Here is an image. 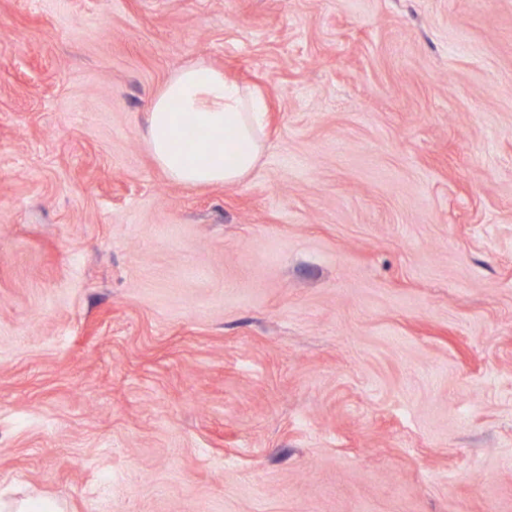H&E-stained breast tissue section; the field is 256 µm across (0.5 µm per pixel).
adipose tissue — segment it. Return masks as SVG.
Here are the masks:
<instances>
[{"label": "adipose tissue", "mask_w": 512, "mask_h": 512, "mask_svg": "<svg viewBox=\"0 0 512 512\" xmlns=\"http://www.w3.org/2000/svg\"><path fill=\"white\" fill-rule=\"evenodd\" d=\"M265 104L222 72L199 65L180 71L147 112L146 140L157 164L183 185L233 186L255 167L263 147ZM206 130L205 144L185 152L186 124Z\"/></svg>", "instance_id": "obj_1"}]
</instances>
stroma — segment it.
<instances>
[{
    "label": "stroma",
    "instance_id": "35a3bbf8",
    "mask_svg": "<svg viewBox=\"0 0 512 512\" xmlns=\"http://www.w3.org/2000/svg\"><path fill=\"white\" fill-rule=\"evenodd\" d=\"M195 64L237 185L146 143ZM0 495L512 512V0H0ZM179 106L174 111L173 104ZM265 104L222 72L199 65L180 71L147 112L146 140L157 164L183 185L233 186L255 167L263 147ZM191 123L209 134L193 153L180 147Z\"/></svg>",
    "mask_w": 512,
    "mask_h": 512
}]
</instances>
